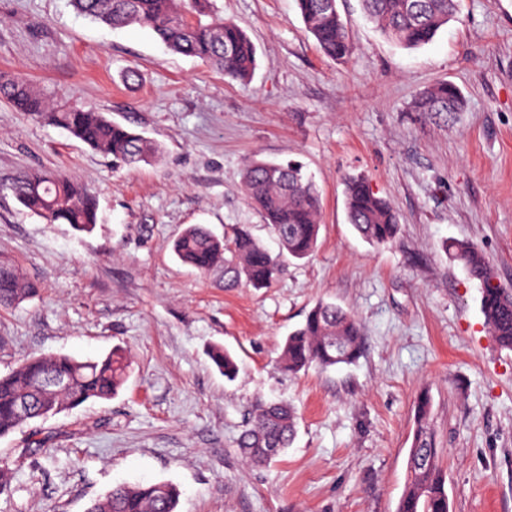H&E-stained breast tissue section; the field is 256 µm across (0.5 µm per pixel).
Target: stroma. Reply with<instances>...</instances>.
<instances>
[{"label":"stroma","instance_id":"stroma-1","mask_svg":"<svg viewBox=\"0 0 512 512\" xmlns=\"http://www.w3.org/2000/svg\"><path fill=\"white\" fill-rule=\"evenodd\" d=\"M257 48L245 82L168 50L148 29H113L71 0H0V70L95 107L161 148L118 168L66 130L0 100V257L39 296L0 310V375L23 359L98 357L123 348L126 381L107 401L0 438L12 481L0 512H86L120 482H169L177 512H396L421 393L447 474L450 512H512V351L484 325L478 281L445 249L464 241L512 291V0H460L434 41L407 49L338 0L355 51L325 57L294 0H216ZM136 69L135 83L124 73ZM448 81L454 118L411 109ZM297 160L321 203L318 245L282 262L270 287H224L172 245L190 224L244 228L278 251L243 192L251 159ZM41 169L80 180L98 200L80 233L49 224L6 191ZM365 174L395 210L396 243L375 248L348 223L344 180ZM356 313L355 364L291 376L286 336L319 300ZM221 344L240 372L207 356ZM297 412L289 448L262 466L236 441L258 401ZM209 357L214 366L224 375V378L233 381L239 374V364L231 353L221 345L210 348Z\"/></svg>","mask_w":512,"mask_h":512}]
</instances>
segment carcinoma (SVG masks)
Here are the masks:
<instances>
[{"mask_svg": "<svg viewBox=\"0 0 512 512\" xmlns=\"http://www.w3.org/2000/svg\"><path fill=\"white\" fill-rule=\"evenodd\" d=\"M456 2L362 0V8L385 37L402 47L418 48L433 41L455 18ZM73 4L81 14L114 29L128 25L148 28L171 51L195 57L233 80H248L256 67L254 43L234 21L219 14L215 0H73ZM295 5L324 56L342 60L352 54L353 44L337 0H295ZM0 98L19 112L65 129L91 148L112 156L117 164L134 166L158 156V148L142 135L94 107L53 103L15 73L0 71ZM463 109L461 91L447 81L422 91L412 105V111L422 115L448 118ZM243 186L248 200L261 211L278 239L282 253L293 259L310 257L320 232L321 200L302 165L253 159L245 168ZM9 189L22 206L49 224H69L89 233L97 223L96 198L70 177L33 171L14 178ZM345 205L349 224L370 245L386 247L396 242L398 217L386 200L376 196L366 177L347 179ZM446 248L468 275L480 282L485 325L500 348L512 350V292L494 284L489 261L474 246L452 242ZM173 250L202 275L224 266L226 288L243 284L266 288L280 266V256L243 228L224 239L203 225L191 224L175 239ZM38 291L37 283L24 279L12 263L0 260V307L18 305ZM364 340L361 323L350 310L320 301L285 339L280 365L291 375L312 367L327 370L350 365L361 356ZM209 357L225 379L232 381L238 376L239 364L223 346H212ZM127 368L122 349L96 360L67 354L24 360L0 376V438L88 401L112 399L125 381ZM431 415V398L423 394L415 409L407 483L396 512H449L446 472ZM295 429V413L289 405L258 402L252 406L237 447L247 461L263 464L291 445ZM179 497L178 488L170 483H122L92 502L87 512H176Z\"/></svg>", "mask_w": 512, "mask_h": 512, "instance_id": "carcinoma-1", "label": "carcinoma"}]
</instances>
